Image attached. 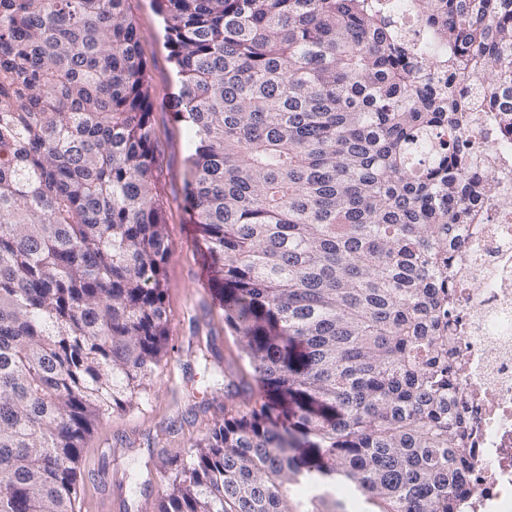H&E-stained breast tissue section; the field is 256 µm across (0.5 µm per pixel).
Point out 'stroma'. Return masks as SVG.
<instances>
[{
    "label": "stroma",
    "instance_id": "1",
    "mask_svg": "<svg viewBox=\"0 0 512 512\" xmlns=\"http://www.w3.org/2000/svg\"><path fill=\"white\" fill-rule=\"evenodd\" d=\"M147 62L159 166L151 192L164 211L171 255L165 269L167 353L154 369L141 405L98 422L79 460L81 512L105 500L109 512H157L164 473L185 459L197 441L224 421V393L213 389L224 371L240 365L239 345L224 323L211 275L198 248L185 198L190 132L176 120L179 83L155 0H127ZM212 342L208 359L198 347ZM193 425L167 433L170 421Z\"/></svg>",
    "mask_w": 512,
    "mask_h": 512
}]
</instances>
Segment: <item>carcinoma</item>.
<instances>
[{
    "label": "carcinoma",
    "mask_w": 512,
    "mask_h": 512,
    "mask_svg": "<svg viewBox=\"0 0 512 512\" xmlns=\"http://www.w3.org/2000/svg\"><path fill=\"white\" fill-rule=\"evenodd\" d=\"M127 0H0V512H79L95 424L166 354L170 243ZM187 199L252 374L158 512H461L448 250L512 0H157ZM477 78L484 93L470 95Z\"/></svg>",
    "instance_id": "obj_1"
}]
</instances>
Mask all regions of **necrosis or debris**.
<instances>
[{
	"label": "necrosis or debris",
	"mask_w": 512,
	"mask_h": 512,
	"mask_svg": "<svg viewBox=\"0 0 512 512\" xmlns=\"http://www.w3.org/2000/svg\"><path fill=\"white\" fill-rule=\"evenodd\" d=\"M475 175L489 193L473 207L478 224H461L465 247L453 253L448 277L458 364L455 412L468 422V512H512V134L494 115L474 116Z\"/></svg>",
	"instance_id": "4bbe7bcc"
}]
</instances>
